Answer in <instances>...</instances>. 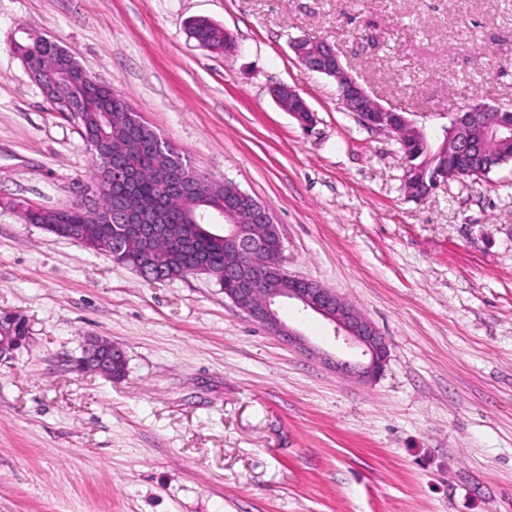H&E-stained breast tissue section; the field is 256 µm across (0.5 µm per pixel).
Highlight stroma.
<instances>
[{
    "mask_svg": "<svg viewBox=\"0 0 512 512\" xmlns=\"http://www.w3.org/2000/svg\"><path fill=\"white\" fill-rule=\"evenodd\" d=\"M206 17L240 46L189 38ZM44 36L206 178L264 205L289 274L353 303L389 343L382 374L314 313L281 304L305 353L215 280H144L25 223L87 181L91 156L14 52ZM327 40L385 107L437 129L512 105V0H0V512H512V164L408 197L387 133L290 48ZM288 84L311 133L272 98ZM122 377L75 371L87 337ZM9 315L11 314L0 316V359L11 356L22 342V338L19 336H26V326L21 323L16 325L15 333L17 336H15L11 318H5Z\"/></svg>",
    "mask_w": 512,
    "mask_h": 512,
    "instance_id": "stroma-1",
    "label": "stroma"
}]
</instances>
